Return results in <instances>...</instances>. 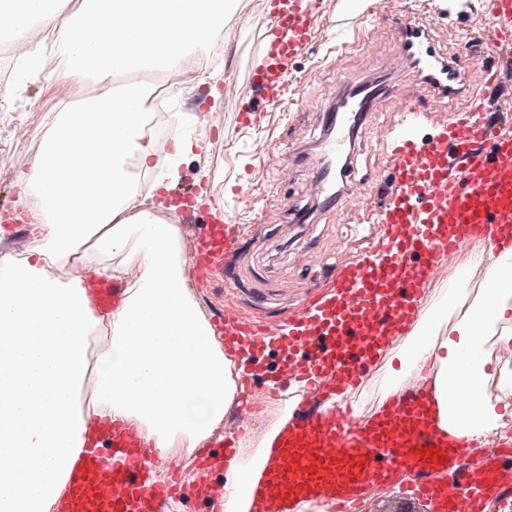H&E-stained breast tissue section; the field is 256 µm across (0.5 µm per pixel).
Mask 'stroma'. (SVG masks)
I'll list each match as a JSON object with an SVG mask.
<instances>
[{
  "label": "stroma",
  "mask_w": 512,
  "mask_h": 512,
  "mask_svg": "<svg viewBox=\"0 0 512 512\" xmlns=\"http://www.w3.org/2000/svg\"><path fill=\"white\" fill-rule=\"evenodd\" d=\"M245 2L243 14L224 28L223 59L200 72L198 86L187 99L192 104L207 100L210 88L223 86L229 78L237 80L239 96L222 98L223 126L207 129L203 153L182 159L172 192L195 198L194 221L180 226L181 237L196 233L217 206L240 226L235 248L224 259L222 280L207 285L196 274L188 276V287L204 314L223 309L229 300L243 319L260 317L276 324L312 301L337 265L352 261L362 248L355 232L357 214L311 199L303 159L323 138L322 115L341 90L340 76L356 81L371 76L374 60L390 56L394 42L385 8H374L373 0H338L337 11L320 18L317 36L305 52L288 61L284 107L269 112L262 94L250 87L247 69L258 61L270 21L265 0ZM430 5L429 35L443 57L464 54L470 39L490 35L495 28L485 0H431ZM372 9L378 14L376 23L354 28L355 18ZM331 50L341 55L342 68L326 61ZM4 70L9 79L0 87V103L6 106L0 112V217L7 219L4 230L19 257L31 235L16 172L38 152L54 101L44 78L22 81L13 65ZM244 108L262 113L261 123L242 126L238 113ZM259 141L269 157L256 158ZM346 176L386 202L391 185L387 157L370 135H363L356 146ZM249 179L257 192H275L280 206L266 209L231 197V189ZM303 251L317 256V263L299 262L297 255Z\"/></svg>",
  "instance_id": "obj_1"
}]
</instances>
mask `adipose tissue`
I'll return each mask as SVG.
<instances>
[{"instance_id": "1", "label": "adipose tissue", "mask_w": 512, "mask_h": 512, "mask_svg": "<svg viewBox=\"0 0 512 512\" xmlns=\"http://www.w3.org/2000/svg\"><path fill=\"white\" fill-rule=\"evenodd\" d=\"M242 0H0V28L31 75L47 53L63 62L43 145L17 183L36 198L23 259L0 257V512H56L72 468L96 429L92 416L136 426L159 453H194L235 406L224 351L187 288L176 225L140 208L132 166L149 167L139 103L156 90L138 75L186 93L187 67L206 56ZM89 264L136 275L118 304L93 313L67 269ZM485 267L483 295L460 311L435 358L438 417L456 436L481 440L499 427L487 404L449 410L448 390L480 395L484 347L512 313V252L471 248ZM271 452L269 439L228 461L225 512H248Z\"/></svg>"}]
</instances>
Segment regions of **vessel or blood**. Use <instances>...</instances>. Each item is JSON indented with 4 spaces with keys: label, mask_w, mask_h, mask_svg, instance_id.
I'll use <instances>...</instances> for the list:
<instances>
[{
    "label": "vessel or blood",
    "mask_w": 512,
    "mask_h": 512,
    "mask_svg": "<svg viewBox=\"0 0 512 512\" xmlns=\"http://www.w3.org/2000/svg\"><path fill=\"white\" fill-rule=\"evenodd\" d=\"M328 6L329 0H268L274 32L261 46L260 63L248 72L251 86L267 92L268 108H281L285 62L303 52L316 34L313 20ZM486 7L497 22L494 33L485 47L464 54L459 69L436 53L421 21L392 11L394 55L380 63L373 79L348 84L323 115L331 133L305 160L312 196L362 214L377 212L386 237L338 268L330 292L277 332L261 319H240L232 304L224 306L215 333L237 366L240 425L248 426L252 406L273 398L283 380L298 383L304 403L271 441L250 512H298L305 502L364 508L374 486L400 475L409 480L411 498L429 512H512V447L494 442L472 453L440 425L426 376L402 380L396 395L370 415L340 401L361 383L385 337L401 335L417 317L448 253L472 238L496 253L512 250V134L489 118L512 103V86L500 82L490 60L498 49L512 48V0H486ZM408 69L435 97L413 101L390 84L392 74ZM465 69L480 72L482 89L470 108L444 113L440 97L461 91ZM387 101L406 118L424 112L442 118L439 133L428 140L410 126L391 137L378 135L395 190L377 210L370 191L347 183L343 155ZM208 224L189 255L205 280L223 274L237 237L226 211H216ZM122 293L115 282L86 288L90 307L98 310L114 305ZM272 351L278 354L273 376L256 383L247 358ZM98 426L104 435L85 446L63 512H170L182 490L177 482L158 480L159 456L138 430L116 420ZM218 448L228 458L238 453L235 443L217 434L202 451V469H209ZM431 448L432 458L426 455Z\"/></svg>",
    "instance_id": "1"
}]
</instances>
